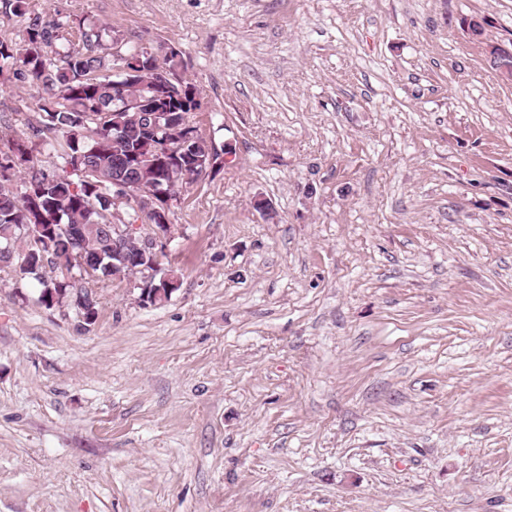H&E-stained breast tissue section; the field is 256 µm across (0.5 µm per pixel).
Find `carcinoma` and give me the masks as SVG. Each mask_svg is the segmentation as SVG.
I'll list each match as a JSON object with an SVG mask.
<instances>
[{"instance_id":"1","label":"carcinoma","mask_w":512,"mask_h":512,"mask_svg":"<svg viewBox=\"0 0 512 512\" xmlns=\"http://www.w3.org/2000/svg\"><path fill=\"white\" fill-rule=\"evenodd\" d=\"M15 16L27 17L20 42L0 40V73L14 71L19 81L42 86L48 97L39 104L40 125L32 127L33 136L45 147L57 152L63 165L48 169L32 156L10 167L0 177V268L28 271L23 264L42 266L54 257L61 277L42 282L39 302L50 299L51 292L69 287L67 280L79 272L69 265L71 255L84 251L91 258L106 248L101 225L109 223L102 194L112 192V179L125 173V166L139 165L135 129L124 133L130 156L113 145L122 109L112 103V69L123 66L136 72L134 78L145 82L130 93L145 94L171 112L186 114L196 108L195 95L174 99L167 93L161 73L178 66L175 57L157 63L152 55L137 51L132 44L122 55L112 54V45L103 40V26L73 25L44 20L28 14L26 0H0ZM26 173V193L18 196L6 186L18 173ZM166 167L144 168L130 176L143 186L163 182ZM52 224L54 229L39 233L42 243L22 236L30 224Z\"/></svg>"}]
</instances>
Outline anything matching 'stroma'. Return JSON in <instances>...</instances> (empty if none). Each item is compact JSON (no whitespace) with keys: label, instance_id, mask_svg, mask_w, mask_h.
I'll return each mask as SVG.
<instances>
[{"label":"stroma","instance_id":"obj_1","mask_svg":"<svg viewBox=\"0 0 512 512\" xmlns=\"http://www.w3.org/2000/svg\"><path fill=\"white\" fill-rule=\"evenodd\" d=\"M28 10L176 48L234 153L162 303L94 280L88 326L0 271V512H512V0ZM45 95L0 78V127Z\"/></svg>","mask_w":512,"mask_h":512}]
</instances>
